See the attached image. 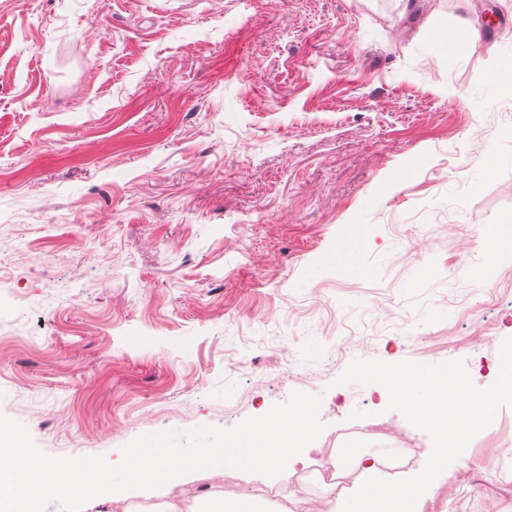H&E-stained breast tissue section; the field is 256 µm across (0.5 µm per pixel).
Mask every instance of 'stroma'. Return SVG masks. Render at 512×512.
I'll list each match as a JSON object with an SVG mask.
<instances>
[{
  "label": "stroma",
  "instance_id": "stroma-1",
  "mask_svg": "<svg viewBox=\"0 0 512 512\" xmlns=\"http://www.w3.org/2000/svg\"><path fill=\"white\" fill-rule=\"evenodd\" d=\"M494 2L509 29L448 51L484 0H0V414L47 455L115 463L142 434L319 393L323 438L370 448L362 425L394 421L421 472L430 435L337 379L356 359L499 373L512 251L467 276L512 230ZM263 486L205 470L106 510ZM439 489L447 512H512V408Z\"/></svg>",
  "mask_w": 512,
  "mask_h": 512
}]
</instances>
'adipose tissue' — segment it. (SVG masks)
Instances as JSON below:
<instances>
[{
  "instance_id": "obj_1",
  "label": "adipose tissue",
  "mask_w": 512,
  "mask_h": 512,
  "mask_svg": "<svg viewBox=\"0 0 512 512\" xmlns=\"http://www.w3.org/2000/svg\"><path fill=\"white\" fill-rule=\"evenodd\" d=\"M331 465L337 472L348 467L361 472L357 486L338 490L333 512H422L424 501L433 491L432 484L421 483L413 476L397 484L389 482L376 453L343 448Z\"/></svg>"
}]
</instances>
